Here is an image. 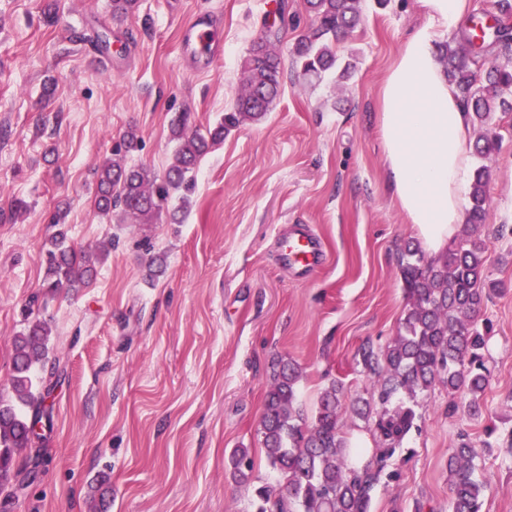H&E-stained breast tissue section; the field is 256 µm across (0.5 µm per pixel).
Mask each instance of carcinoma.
Returning a JSON list of instances; mask_svg holds the SVG:
<instances>
[{
	"label": "carcinoma",
	"mask_w": 512,
	"mask_h": 512,
	"mask_svg": "<svg viewBox=\"0 0 512 512\" xmlns=\"http://www.w3.org/2000/svg\"><path fill=\"white\" fill-rule=\"evenodd\" d=\"M312 27L296 37L292 57L305 77L321 78L338 66L333 46L357 27L362 18L361 0H303ZM288 34V19L275 25L264 20L257 41L244 63L242 87L233 110L203 135L187 132L189 114L181 112L172 123L179 141L174 163L164 177L144 167L105 163L96 171V206L109 214L120 206L135 224H154L168 209L175 192L187 189L193 169L209 146L224 140L231 130L262 121L281 91L282 71L275 47ZM469 49L444 46L440 62L472 121L485 127L495 108H512L504 94L512 89V66H486L488 50L512 52V25L474 27L462 31ZM141 138L134 127L123 135L117 151L139 149ZM490 172L476 169L469 194L467 223L448 250L429 259L419 245L409 242L400 249L397 264L404 282L408 306L397 335L385 348L364 341L356 363L372 380L369 398L357 401L352 412L369 424L379 438L372 456L358 468L349 458L362 452L351 446L340 429L344 389L331 379L321 389L312 415L298 403L299 365L286 356L272 360L269 385L259 434L269 465L279 474L275 484L256 490L255 512H371L373 491L389 460L415 426L414 399L436 384L448 389V411L457 409L453 397L468 396L466 412L482 415V396L489 383L487 367L491 326L480 319L491 289L487 281L486 243L478 228L486 213ZM57 209L49 238L46 280L50 288H79L96 273L99 255L76 250L68 242ZM50 328L37 320L13 338L11 389L17 403L0 401V476L10 479L17 452L37 443L29 422H52L54 385H38L32 370L39 366L53 377L59 360L49 361ZM475 454L462 442L448 457L452 512H483L488 483L474 477ZM231 465L245 479L254 461L246 448H236Z\"/></svg>",
	"instance_id": "carcinoma-1"
}]
</instances>
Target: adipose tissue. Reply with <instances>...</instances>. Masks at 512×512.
<instances>
[{
	"instance_id": "ef3b65f1",
	"label": "adipose tissue",
	"mask_w": 512,
	"mask_h": 512,
	"mask_svg": "<svg viewBox=\"0 0 512 512\" xmlns=\"http://www.w3.org/2000/svg\"><path fill=\"white\" fill-rule=\"evenodd\" d=\"M430 22L405 41L379 91L386 186L430 254H439L464 219L469 114L431 51L468 0H421Z\"/></svg>"
}]
</instances>
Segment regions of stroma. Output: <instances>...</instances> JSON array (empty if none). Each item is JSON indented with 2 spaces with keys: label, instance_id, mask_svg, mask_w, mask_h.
<instances>
[{
  "label": "stroma",
  "instance_id": "1",
  "mask_svg": "<svg viewBox=\"0 0 512 512\" xmlns=\"http://www.w3.org/2000/svg\"><path fill=\"white\" fill-rule=\"evenodd\" d=\"M278 2L137 0L116 18L112 0H57L49 18L42 0H0V400L11 398L13 338L30 321L48 322L62 370L41 453L16 457L22 476L40 455L36 477L0 492V512H254L256 481L277 478L258 433L271 358L300 365L305 413L327 372L350 399L367 397L355 353L396 336L407 305L397 252L416 237L385 185L378 94L404 40L428 22L418 0H363L361 26L337 49L356 64L343 79H304L284 41L273 109L200 159L187 211L134 224L94 205L104 160L164 175L175 113L201 129L223 117ZM197 17L216 32L207 59L182 50ZM131 126L141 149L114 154ZM489 135L494 149L471 161L491 170L480 233L502 286L483 311L493 327L483 413L449 412L439 385L418 396L417 428L371 512H449L448 457L463 438L489 483L483 512H512V112ZM20 200L26 211L13 213ZM59 207L72 245L109 253L88 286L45 293ZM294 224L314 229L327 265L304 274L281 261ZM148 245L162 259L154 277ZM237 447L251 452V482L232 474Z\"/></svg>",
  "mask_w": 512,
  "mask_h": 512
}]
</instances>
